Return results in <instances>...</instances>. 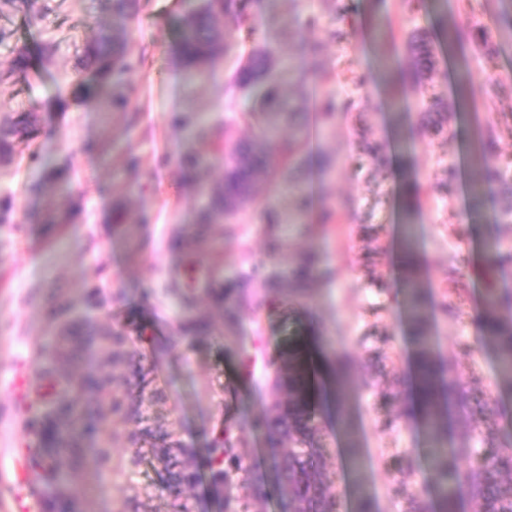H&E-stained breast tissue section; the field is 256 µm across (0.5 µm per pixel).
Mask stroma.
Returning <instances> with one entry per match:
<instances>
[{"mask_svg":"<svg viewBox=\"0 0 512 512\" xmlns=\"http://www.w3.org/2000/svg\"><path fill=\"white\" fill-rule=\"evenodd\" d=\"M196 4L147 0L126 21L129 52L139 61L125 76L135 109L104 112L76 104L72 90L85 45L114 24L106 0H0V69L18 51L29 57L24 73L0 84V124L28 117L9 157L0 158V210L9 211L0 223V472L12 469L16 449L27 445L32 398L14 397L15 377H36L39 350L77 316L135 336L132 350L150 387L162 393L153 429L202 448L218 423L237 428L248 477L269 496L265 512H287L257 422L270 401L269 360L309 335L324 358L353 361L343 409L324 402L319 418L332 488L346 512L364 500L373 512H401L404 499L393 490L397 459L410 454L420 463L405 478L406 491L432 477L421 425L403 415L411 395L395 383L412 363L413 319L393 258L405 230L414 235L411 252L420 264L412 273L436 350L449 375L490 403L482 415L455 411L449 444L486 448L512 430V384L500 376L494 343L478 339L485 244L512 241V230L493 221L500 197L477 202L466 189L473 125L484 131L490 163L512 160V0H262L255 28H228L231 52L220 79L209 84L187 81L172 52L177 26ZM339 12L343 34L326 40L323 29ZM454 26L464 27L468 40L451 48ZM289 29L320 44L327 78L317 94L336 101L309 138L328 168L315 182L317 202L332 217L318 228L266 223L261 183L227 224L196 238L197 191L223 182L224 165L200 171L190 187L180 159L212 151L228 135L259 140L255 121L225 124L226 109L247 102L228 98L223 78L255 45L274 47L281 60L293 56L283 37ZM415 33L436 49L433 72L418 83L407 47ZM461 56L472 87L464 117L456 114L463 77L453 64ZM435 96L452 114L439 132L428 123ZM184 113L203 114L206 122L191 133L174 127L173 116ZM373 142L384 147L378 163L365 151ZM131 154L139 160L133 174L125 169ZM452 166L458 178L448 193L441 184ZM304 255L331 278L301 290L286 282L269 288L272 270ZM190 258L223 265L228 284L243 271L251 278L239 291L235 323L225 324L223 306L200 296L193 313L210 322V332L174 345L184 313L168 290L167 271ZM93 287L102 289V304L88 302ZM447 294L457 305L448 317L438 310ZM100 442L83 441L84 467L70 486L84 512H118L130 481L152 512H167L152 460L131 480L101 481L93 464Z\"/></svg>","mask_w":512,"mask_h":512,"instance_id":"stroma-1","label":"stroma"}]
</instances>
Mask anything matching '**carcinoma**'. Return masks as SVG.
<instances>
[{"mask_svg":"<svg viewBox=\"0 0 512 512\" xmlns=\"http://www.w3.org/2000/svg\"><path fill=\"white\" fill-rule=\"evenodd\" d=\"M112 15L118 20L134 17L141 0H109ZM260 0H200L181 21L175 53L181 68L194 78H216L221 59L229 50L224 34L226 26L253 25ZM418 52L423 71L430 73L433 53L429 45L410 44ZM86 64L74 89V98L89 105H107L114 112L133 111L124 85V75L135 62L126 48L121 27L101 31L84 49ZM318 73L304 67L280 68L272 47H253L241 54L232 72L231 87L247 93L251 106L247 117L258 116L268 136H274L279 124L305 118L295 101L312 95ZM301 142L279 140L275 154L249 144L224 138V184L208 192L199 191L198 224H218L236 213L253 198L261 180L271 187L282 186L293 194L294 215L283 218L277 198L270 197L265 217L270 224H307L315 213L313 190L298 161ZM497 190L509 204L495 217L498 224H512V164L485 165L473 178L470 190L482 197ZM490 262L497 272L512 268V247L497 240L488 247ZM512 305V293L495 287L487 290L481 329L497 345L503 374L512 381V325L497 317L501 307ZM50 346L42 348L44 360L40 377L49 381L51 392L37 395L44 412L32 419L30 430L35 445L26 449L35 473L34 491L50 512H83L69 492V483L79 469H63L73 458L81 438L95 430L96 424H127L122 435L112 433L96 449L94 465L107 477H125L149 456L162 466L161 490L170 512H198V502L189 490L207 479L217 504V512H249V505L266 501V491L244 475V457L236 447L231 430L221 427L205 448L206 470L197 465L199 449L186 446L170 433L156 435L146 421L150 407L162 395L154 391L132 398L122 392L128 384V364L132 355L131 337L110 327L89 326L87 339L99 347L101 370L83 376L61 368L80 358L81 346L70 328ZM419 364V386L423 401L421 423L434 447L429 449L435 474L431 484L405 495L404 512H459L461 496L478 502L479 512H512V436L489 452H466L448 445V415L455 407L467 408L469 392L456 378L447 375L445 363L434 349L432 338L421 331L415 336ZM274 367L280 380L272 390V402L261 422L272 450V466L288 512H342L336 493L330 489L323 466L324 449L316 441L317 420L313 386L305 367L303 348L296 342L279 354ZM87 388L107 400L98 414L87 412L80 395ZM121 439L125 450L114 453L112 441Z\"/></svg>","mask_w":512,"mask_h":512,"instance_id":"cac0c4a2","label":"carcinoma"}]
</instances>
